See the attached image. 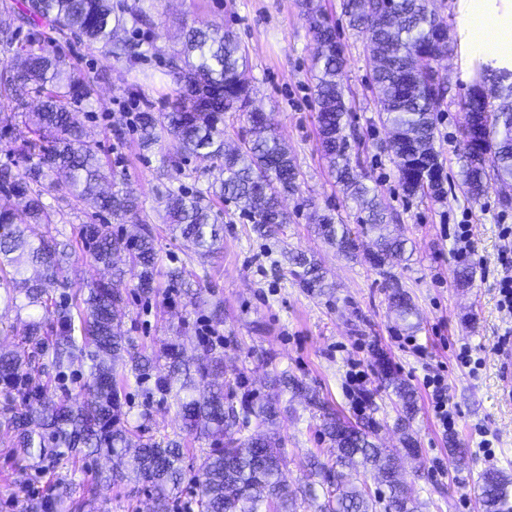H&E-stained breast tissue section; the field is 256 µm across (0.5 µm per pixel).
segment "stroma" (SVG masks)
I'll use <instances>...</instances> for the list:
<instances>
[{
  "label": "stroma",
  "mask_w": 512,
  "mask_h": 512,
  "mask_svg": "<svg viewBox=\"0 0 512 512\" xmlns=\"http://www.w3.org/2000/svg\"><path fill=\"white\" fill-rule=\"evenodd\" d=\"M151 3L152 25L125 33L148 47L134 60L106 55L82 38L53 41L41 31L31 34L44 51H60L72 68L93 81L96 100L80 105L79 117L90 138L122 172L127 187L139 195L156 233L160 263L152 297L138 294L136 280L126 281L124 330L131 343L157 347L176 339L192 356L202 337L216 332L224 343L227 379L242 380L246 389L265 395L271 391L270 374L289 371L350 421L374 413L381 424L379 444L395 448L396 397L382 387L375 367L377 352H385L417 391L412 428L420 461L405 465L413 495L426 502V512H483L477 495L482 474L492 468L512 473V345L498 346L501 336L512 335V313L499 309L496 290L503 275L500 257L512 251V236L503 233L512 226V207L500 204L502 196L512 197V183L495 186L477 203L462 190V102L475 79L471 62L455 50L442 61L448 93L437 119L436 148L445 195L438 201L407 196L389 147L391 130L379 117L365 40L349 27L342 0H323L344 49L351 106L347 132L359 145L367 185L412 249L408 261L391 268L416 308L408 326L396 319L388 305L385 277L367 258L372 234L363 233L356 203L330 176L319 152L311 73L315 43L298 0ZM206 23L231 31L245 48L254 105L287 144L304 181L298 193L283 198L288 222L273 239L254 233L233 200L216 201L224 217V241L203 267L183 240L170 236L160 197L172 178L160 167V148L139 150V132L127 125L126 115L165 106L180 32L184 25ZM317 212L332 213L337 223L351 228L359 244L355 257L338 254L315 236ZM459 224L471 227L473 252L465 257L455 243ZM292 252L319 262L329 285L325 293L311 294L298 286L287 260ZM465 266L473 278L462 288L457 275ZM173 268L185 269L186 286L172 285L168 272ZM217 300L224 313L216 321L211 311ZM463 346L481 357L476 372L457 361ZM354 369L365 372L363 383H351ZM436 373L444 376L456 410L449 433L434 419L423 384L426 376ZM125 401L130 424L143 426L145 435H170L182 426L175 407L147 403L136 388L127 389ZM276 429L288 453L290 483L303 482L307 457L327 460L330 443L321 437L319 420L303 401L292 402ZM452 438L467 450L465 466H455L448 456ZM487 439L494 451L490 457L482 451ZM61 479L68 481L72 496H82L80 479L63 469L39 472L25 466L12 454L8 436L0 435V512H21L20 502L13 499L18 486L43 496ZM96 505L98 512H147L150 501L144 484L127 480L100 490Z\"/></svg>",
  "instance_id": "obj_1"
}]
</instances>
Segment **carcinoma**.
<instances>
[{"instance_id": "1", "label": "carcinoma", "mask_w": 512, "mask_h": 512, "mask_svg": "<svg viewBox=\"0 0 512 512\" xmlns=\"http://www.w3.org/2000/svg\"><path fill=\"white\" fill-rule=\"evenodd\" d=\"M302 8L314 41L325 44L311 65L321 152L346 196L360 203L361 224L379 231L369 256L382 268L403 260L405 243L386 232L389 216L365 183L359 154L350 151L344 51L340 41L331 40L336 27L322 0H302ZM150 10L144 0H0V98L12 104L11 111L0 113V125L7 128L19 119L29 133L15 147L28 161L24 171L0 168V305L15 311L23 325L18 346L0 349V383L7 388L0 432L11 438L16 456L36 468L68 466L73 473L84 472L94 487L133 478L147 485L152 512H171L185 476L183 436L146 437L130 425L122 399L134 383L145 387L149 399L174 406L186 435L209 442L194 477L199 512H298L302 502L314 512H423L426 503L411 495L397 472L399 449L419 458L411 428L415 392L384 359H379L382 380L401 408L399 449L374 442L378 420L347 422L296 376L275 375L273 392L262 397L236 395L224 378L221 344L208 338L192 363L176 342L154 356L134 348L125 336L122 285L130 271L141 294L152 293L159 260L153 228L142 219L133 192L112 190L123 177L103 157L98 142L86 137L74 112L75 105L93 99L91 82L64 57L36 50L20 35L26 27L45 24L59 36L78 35L111 54L138 57L140 45L120 39L119 32L130 23L151 22ZM343 13L371 48L372 86L379 112L393 131L391 150L403 189L410 196L443 197V180L432 172L441 169L436 120L448 77L430 61L451 48L448 21L428 9V0H343ZM182 34L183 65L173 67L175 88L167 106L139 112L137 122L143 145L164 144L161 163L167 170L182 172L191 157L212 161L207 187L190 192L172 186L163 199L170 235L206 259L224 239L213 198L233 199L254 232L273 238L286 223L279 198L300 190V170L265 119L247 108L249 59L234 35L214 25L191 26ZM476 71L464 101L465 123L478 122L482 138L463 147L461 172L464 191L474 202L491 181H512V71L494 59L478 61ZM32 96L38 105L30 112L27 98ZM229 112L250 123L249 139L234 149L224 147ZM63 203L72 209L86 205L119 224L141 225L139 233L126 238L113 236L107 224L83 226L84 248L95 263L112 270V278L90 283L71 298L56 294L70 276L71 243L58 228L64 222ZM313 230L339 254L355 256L351 229L336 223L333 214L315 213ZM291 262L303 288L325 292V274L315 259L298 253ZM386 281L390 309L408 321L414 315L411 297L394 276ZM79 354L87 360L86 370L69 388L67 372ZM285 394L304 399L332 448L331 458L311 462L307 481L295 487L275 431ZM102 456L117 460L107 476L74 462ZM360 467L375 473L385 495L347 479L345 470ZM17 496L25 512H85L87 507L85 500L62 494L48 501L21 489ZM480 499L485 512H512V474L485 471Z\"/></svg>"}]
</instances>
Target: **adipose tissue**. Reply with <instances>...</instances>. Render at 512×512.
Returning <instances> with one entry per match:
<instances>
[{
  "instance_id": "obj_1",
  "label": "adipose tissue",
  "mask_w": 512,
  "mask_h": 512,
  "mask_svg": "<svg viewBox=\"0 0 512 512\" xmlns=\"http://www.w3.org/2000/svg\"><path fill=\"white\" fill-rule=\"evenodd\" d=\"M459 48L512 66V0H459Z\"/></svg>"
}]
</instances>
